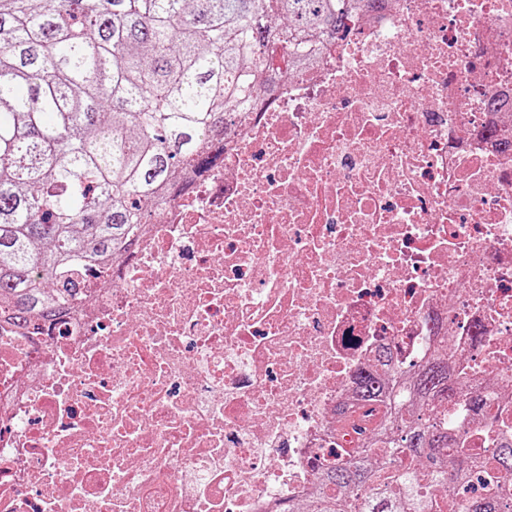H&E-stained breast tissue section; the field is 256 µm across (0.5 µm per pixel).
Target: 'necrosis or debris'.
<instances>
[{"mask_svg": "<svg viewBox=\"0 0 512 512\" xmlns=\"http://www.w3.org/2000/svg\"><path fill=\"white\" fill-rule=\"evenodd\" d=\"M53 322L0 317V512H281L355 377L448 357L512 434V0H382ZM473 496L512 480L472 469Z\"/></svg>", "mask_w": 512, "mask_h": 512, "instance_id": "necrosis-or-debris-1", "label": "necrosis or debris"}]
</instances>
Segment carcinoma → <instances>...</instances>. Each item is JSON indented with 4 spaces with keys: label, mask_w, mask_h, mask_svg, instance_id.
Returning <instances> with one entry per match:
<instances>
[{
    "label": "carcinoma",
    "mask_w": 512,
    "mask_h": 512,
    "mask_svg": "<svg viewBox=\"0 0 512 512\" xmlns=\"http://www.w3.org/2000/svg\"><path fill=\"white\" fill-rule=\"evenodd\" d=\"M377 0H0V315L51 320L80 300L75 267L106 266L137 241L144 210L222 160L231 116L270 95L285 66L311 63ZM391 425L321 473L316 512H437L419 483L445 475L448 431L406 410L452 411L463 393L446 359L409 378L361 377ZM486 475H512V438L494 436ZM471 442L450 458L463 470Z\"/></svg>",
    "instance_id": "carcinoma-1"
}]
</instances>
